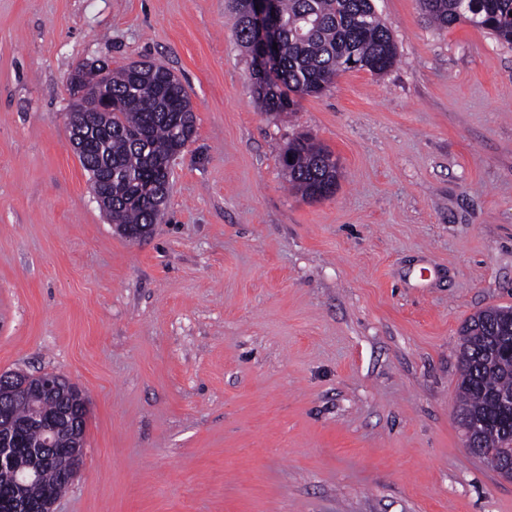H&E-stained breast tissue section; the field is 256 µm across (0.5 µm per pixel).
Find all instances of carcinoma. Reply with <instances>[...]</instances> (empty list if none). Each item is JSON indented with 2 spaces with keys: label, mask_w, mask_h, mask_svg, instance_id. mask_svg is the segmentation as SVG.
<instances>
[{
  "label": "carcinoma",
  "mask_w": 512,
  "mask_h": 512,
  "mask_svg": "<svg viewBox=\"0 0 512 512\" xmlns=\"http://www.w3.org/2000/svg\"><path fill=\"white\" fill-rule=\"evenodd\" d=\"M422 10L439 27L467 22L512 44V0H420ZM280 24L272 64L258 59L248 20L246 0H231L232 29L252 60L253 92L263 109L274 115L293 112L298 99L324 94L348 65L374 74L396 61L397 45L376 11L374 0H278ZM112 116L110 135L80 158L83 168L97 170L112 182V223L130 239L147 235L161 222L163 212L152 197L165 182L157 165L179 155L194 133L189 94L165 66L152 62L126 64L111 70ZM289 183L301 196L313 199L337 187L336 158L309 136L288 142L281 156ZM502 307H489L465 322L460 330L459 407L473 414L493 415L482 427L476 455L499 470L508 417L493 414L492 399L512 390V359L498 354L500 336L512 344V325ZM47 419L57 405L42 399L10 400L9 418L0 421V434L11 440L14 425L31 420L33 408ZM44 424H33L21 435L26 448L43 437ZM61 494L66 485L54 483L44 471L28 484L34 498L45 486Z\"/></svg>",
  "instance_id": "cac0c4a2"
}]
</instances>
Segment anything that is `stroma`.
<instances>
[{"instance_id": "1", "label": "stroma", "mask_w": 512, "mask_h": 512, "mask_svg": "<svg viewBox=\"0 0 512 512\" xmlns=\"http://www.w3.org/2000/svg\"><path fill=\"white\" fill-rule=\"evenodd\" d=\"M386 72L266 114L229 0H0V373L88 399L54 512H512L463 444L458 333L512 307V45L375 0ZM168 67L195 133L126 238L69 144V73ZM306 134L335 194L291 190ZM281 161L289 183L302 197L315 199L329 188L332 189L329 196L335 193L340 176L336 158L311 137L299 135L289 141Z\"/></svg>"}]
</instances>
